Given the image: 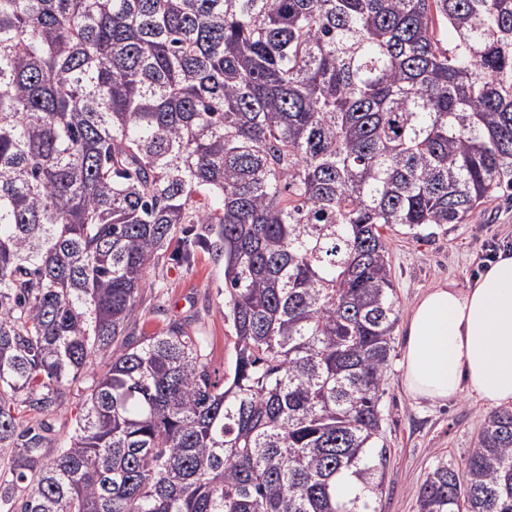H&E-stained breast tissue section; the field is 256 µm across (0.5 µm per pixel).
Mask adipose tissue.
Wrapping results in <instances>:
<instances>
[{"label":"adipose tissue","instance_id":"obj_1","mask_svg":"<svg viewBox=\"0 0 512 512\" xmlns=\"http://www.w3.org/2000/svg\"><path fill=\"white\" fill-rule=\"evenodd\" d=\"M405 329L410 396L445 404L467 392L490 407L512 405V254L499 253L468 288L438 282Z\"/></svg>","mask_w":512,"mask_h":512}]
</instances>
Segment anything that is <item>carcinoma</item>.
<instances>
[{"label": "carcinoma", "instance_id": "cac0c4a2", "mask_svg": "<svg viewBox=\"0 0 512 512\" xmlns=\"http://www.w3.org/2000/svg\"><path fill=\"white\" fill-rule=\"evenodd\" d=\"M500 192L512 0H0V486L30 487L5 512H376L380 229ZM183 224L224 258L220 385L184 324L134 339ZM418 512H512V410L436 463ZM90 385L91 379L86 377L82 381L69 387L66 397L61 405L58 419L54 421L55 432L51 436L52 438H59L62 435V432H65L66 428L64 431H62V429L59 431L60 425L63 424L65 419H74L77 413L81 411L85 399L86 388Z\"/></svg>", "mask_w": 512, "mask_h": 512}]
</instances>
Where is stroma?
I'll list each match as a JSON object with an SVG mask.
<instances>
[{
    "label": "stroma",
    "mask_w": 512,
    "mask_h": 512,
    "mask_svg": "<svg viewBox=\"0 0 512 512\" xmlns=\"http://www.w3.org/2000/svg\"><path fill=\"white\" fill-rule=\"evenodd\" d=\"M382 236L389 250L398 315L403 318L414 300L437 281L467 287L486 266L491 245L512 247V198L496 197L467 223L433 226L419 239L398 226L383 228ZM181 248V242H172L150 262L138 315L148 334L175 321L206 336L212 376L221 382L235 362L233 338L221 312L224 260L200 248L186 264L177 258ZM403 347L404 328L399 325L393 333L382 397L387 467L382 491L372 502L377 512H418V492L428 471L441 459L461 463L474 448L489 412L466 395L445 407L412 399L401 383Z\"/></svg>",
    "instance_id": "35a3bbf8"
}]
</instances>
